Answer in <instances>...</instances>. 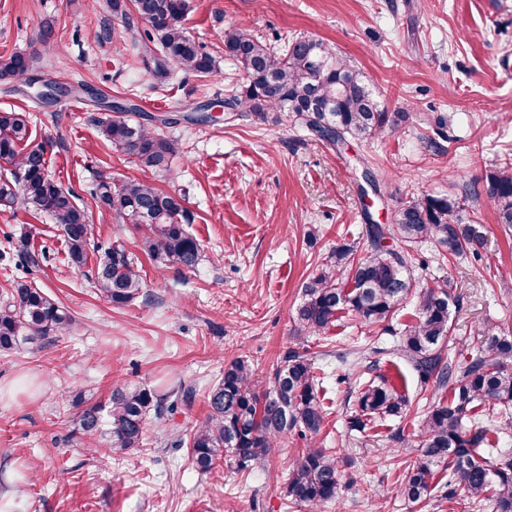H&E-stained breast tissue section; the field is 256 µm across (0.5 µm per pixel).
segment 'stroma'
<instances>
[{
  "instance_id": "35a3bbf8",
  "label": "stroma",
  "mask_w": 512,
  "mask_h": 512,
  "mask_svg": "<svg viewBox=\"0 0 512 512\" xmlns=\"http://www.w3.org/2000/svg\"><path fill=\"white\" fill-rule=\"evenodd\" d=\"M188 2L183 26L216 60L206 78L176 68L157 77L149 56L128 66L131 39L107 0H0V54L33 55L32 77L85 89L45 102L34 97L30 77L0 81V111L24 113L31 144L49 143L50 170L79 194L96 242L132 250L141 236L93 199L105 171L184 195L188 229L202 245L192 271L142 259L145 296L115 308L97 295L91 268L67 265L57 224L21 205L0 208V302L24 275L74 318L43 349L0 354V484L16 493L0 500V512H307L285 494L288 465L303 446L298 436L240 473L225 464L199 472L175 441L204 420L225 364L248 361L261 395L283 354L300 347L317 353L326 376L318 443L335 449L346 475L321 512H492L460 495L448 501L436 491L420 503L399 495L398 476L415 457L401 442L417 438L424 400L439 393L410 364L402 366L403 415L366 431L347 427L356 377L371 365L388 373L398 361L415 298L386 324L348 316L322 337L297 333L293 318L304 283L333 247L356 241L366 220L389 223L401 202L430 193L448 198L463 220L478 219L487 257L443 262L431 243L415 244L418 286H452L457 341L477 348L490 334L512 335V232L497 224L486 196L467 188L472 177L512 162V0ZM46 24L55 30L49 44L40 36ZM237 24L271 45L304 35L351 58L393 126L335 148L289 112H227L196 122L241 79L222 43ZM101 94L134 99L133 122L180 115L157 128L178 143L170 174L141 168L103 139ZM439 130L444 149L435 152L425 140ZM366 168L379 193H362ZM24 248L49 256L25 268L18 262ZM178 378L195 385L194 400L150 419L141 448L107 462L88 453L73 422L77 403L105 407L116 384L154 387Z\"/></svg>"
}]
</instances>
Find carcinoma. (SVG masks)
<instances>
[{"label":"carcinoma","instance_id":"obj_1","mask_svg":"<svg viewBox=\"0 0 512 512\" xmlns=\"http://www.w3.org/2000/svg\"><path fill=\"white\" fill-rule=\"evenodd\" d=\"M109 6L133 32L132 52L137 56L155 52L156 72L170 63L198 77L213 73L214 57L182 26L188 0H109ZM224 53L243 72L239 86L224 98L228 110L255 115L292 112L312 133L338 147L349 138L376 137L392 125L391 115L379 109L361 72L318 40L300 35L275 48L236 25L224 31ZM32 63L33 56L24 53L0 55V80L26 74ZM113 109L115 116L99 121L101 135L112 148L145 168L171 171L176 142L122 117L137 110L136 104L118 103ZM28 140L25 117L0 111V157L19 171L17 176H0V206L20 204L36 215L49 216L63 229L68 264L81 270L90 253L100 250L93 225L78 196L49 173L46 154L23 148ZM474 184L482 185L497 223L512 227V163L486 172ZM92 196L121 223L141 231L140 248L156 263L187 271L199 265L201 244L186 229V207L172 194L135 179L117 183L100 172ZM365 235L361 243L333 248L304 283L295 314L297 330L320 336L341 319L342 312L368 326L393 316L415 288L411 269L416 258L391 247L389 239L432 240L443 260L466 251L479 258L484 243L477 225L455 215L448 199L425 194L398 207L392 223L365 225ZM91 278L101 297L117 307L133 302L145 288L136 256L118 242L103 250ZM10 295L0 308V352L23 344L38 348L72 324L63 307L22 279L13 281ZM416 295L415 320L399 336L398 354L422 383L432 379L442 387L449 383L451 394L446 400L430 399L417 441L418 458L403 472L400 492L413 503L426 497L436 476L434 465L442 463L448 467V481L443 484L448 497L461 492L474 502L490 501L493 512H512V456L494 451L487 428L478 426L480 414H499L512 405V340L488 339L487 349L496 354L493 360L471 351L462 360L447 362L448 286L422 288ZM318 370L315 355L290 349L260 398L250 390L251 369L245 361L225 365L223 378L208 393L204 421L188 439L177 442H187L193 467L208 473L226 457L238 470H246L293 433L315 439L325 423L318 397L323 377ZM195 394L194 386L180 380L162 387L120 385L112 389L109 419L102 417L99 406H84L76 413L77 430L88 439L93 454L112 460L143 445L150 416L172 413ZM407 404L405 395L383 376L364 379L358 384L349 428L359 431L373 419L399 417ZM343 485L336 453L311 444L289 465L285 494L311 510L335 500Z\"/></svg>","mask_w":512,"mask_h":512}]
</instances>
